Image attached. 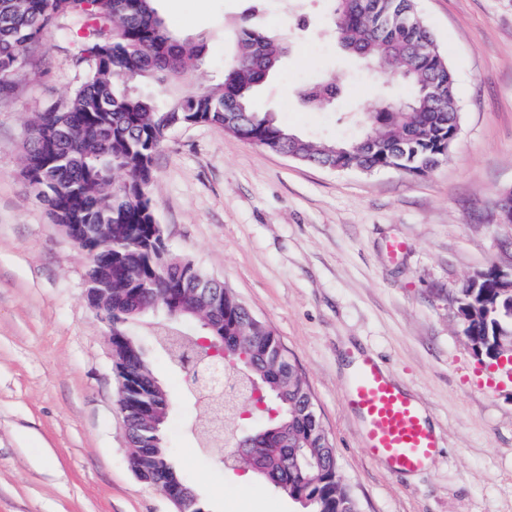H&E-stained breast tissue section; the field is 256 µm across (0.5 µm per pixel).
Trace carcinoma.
<instances>
[{"mask_svg": "<svg viewBox=\"0 0 512 512\" xmlns=\"http://www.w3.org/2000/svg\"><path fill=\"white\" fill-rule=\"evenodd\" d=\"M334 33L348 53L393 76L410 89L409 97L390 100L363 113L366 130L355 139H304L252 108L255 90L275 69L281 47L275 37L244 15L234 31L233 59L222 82L194 86L190 77L203 63L205 43L176 37L165 25L155 0H0V105L5 103L23 66L44 55L52 30L66 40L76 63L87 65L83 81L36 113L29 123L22 176L47 189L35 198L53 223L105 224L101 251L112 263L89 266L95 288L112 289L114 367L127 382L124 393L130 455L136 476L148 485L167 474L170 486L183 481L169 451L142 414L150 401L147 387L155 373L147 357L137 358V337L128 331L142 320L151 300L168 288L183 289L196 300L208 281L185 258L155 248L163 233L151 205L153 159L173 129L190 124L224 125L231 113L242 116L234 136L269 151L286 150L301 162L341 164L365 172L395 164L425 174L448 155V134L459 123L455 79L437 40L422 20L416 0H333ZM150 78L168 91V101L133 89ZM336 93V79L301 93L314 111ZM464 310L495 302L500 327L478 318L467 339L489 350L497 336L512 334L507 307L512 294L496 288H463ZM207 334L224 343L245 337L251 375L268 396L275 418L252 433L244 464L300 503L306 512H360L357 500L337 476V458L321 437V422L307 385L279 338L230 292L224 290L219 318ZM297 450L298 465L286 463Z\"/></svg>", "mask_w": 512, "mask_h": 512, "instance_id": "carcinoma-1", "label": "carcinoma"}]
</instances>
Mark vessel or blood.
I'll return each instance as SVG.
<instances>
[{"mask_svg":"<svg viewBox=\"0 0 512 512\" xmlns=\"http://www.w3.org/2000/svg\"><path fill=\"white\" fill-rule=\"evenodd\" d=\"M346 400L364 422V446L392 473H415L431 466L441 440L424 405L386 377L373 357L358 365Z\"/></svg>","mask_w":512,"mask_h":512,"instance_id":"1","label":"vessel or blood"}]
</instances>
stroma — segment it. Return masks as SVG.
<instances>
[{
	"mask_svg": "<svg viewBox=\"0 0 512 512\" xmlns=\"http://www.w3.org/2000/svg\"><path fill=\"white\" fill-rule=\"evenodd\" d=\"M168 29L204 40L194 83L222 79L249 0H156ZM254 21L286 52L253 106L311 140L359 135V110L410 89L370 78L342 51L332 0H258ZM453 71L460 133L429 174L334 171L213 124L173 130L153 161L167 245L225 287L280 339L305 379L362 512H512V378L474 349L455 298L479 273L512 272V0H417ZM66 43L28 65L0 105V512H173L131 468L107 329L87 301L85 252L29 191L20 157L34 113L82 78ZM336 78L333 106L303 89ZM143 341L171 408L165 444L209 512H302L229 448L191 431L202 409L182 373ZM378 357L420 398L444 444L421 474L370 457L345 403L346 345Z\"/></svg>",
	"mask_w": 512,
	"mask_h": 512,
	"instance_id": "obj_1",
	"label": "stroma"
}]
</instances>
